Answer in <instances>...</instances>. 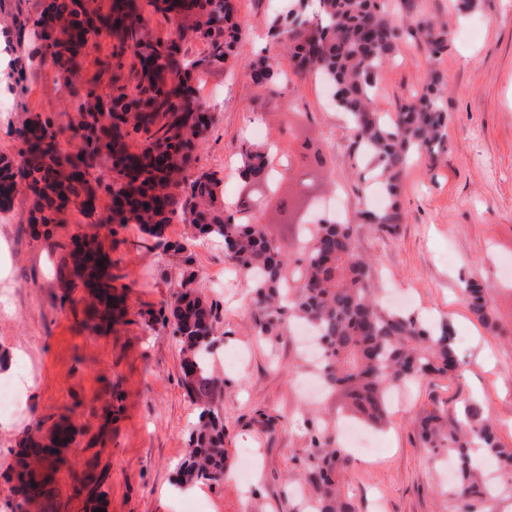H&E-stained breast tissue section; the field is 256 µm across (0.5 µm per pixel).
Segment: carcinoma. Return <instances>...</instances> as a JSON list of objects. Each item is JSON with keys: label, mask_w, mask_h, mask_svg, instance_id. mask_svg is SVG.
<instances>
[{"label": "carcinoma", "mask_w": 512, "mask_h": 512, "mask_svg": "<svg viewBox=\"0 0 512 512\" xmlns=\"http://www.w3.org/2000/svg\"><path fill=\"white\" fill-rule=\"evenodd\" d=\"M153 2L155 11L175 24L178 40L149 35L136 0H112L105 13L96 0H53L48 11L34 19H15L17 42L35 45L17 69L19 87L36 60L51 63L70 86L90 38L105 33L117 45L105 66L111 93L104 97L87 89L70 123L73 137L80 139L75 151L61 148L60 130L49 116L17 130L22 144L18 162L0 159V210L22 187L33 198V224H55L58 214L73 204L90 223L107 227L111 234L115 224H137L142 233L158 238L166 225L179 219L193 225L198 237L224 242L226 258L251 288L260 313L258 334L286 336L293 322L304 323L322 344L325 354L316 369L330 393L340 397L341 408L369 426H383L390 391L423 377H450L461 371L448 320L424 321L384 306L374 288V266L359 251L348 222L317 225L306 243L299 290L292 296L285 292L288 256L250 217V206H218L221 179L214 173L187 176L211 123L195 95L193 73L243 56L242 29L231 0ZM307 8V0H299L296 11L271 19L270 36L288 45L297 70L314 72L335 85L336 106L347 115L359 152L373 164L388 195L384 207L364 213L365 221L392 235L402 223L396 202L402 177L414 160L433 165L445 152L449 116L440 73L432 72L421 93L394 112L379 111L378 77L403 35L438 56L448 49V31L427 17L422 0H317L315 11ZM186 40L205 44V53L193 58L182 54L179 42ZM251 78L273 92L285 75L273 59L262 57L251 62ZM134 134L142 138L136 152L127 143ZM243 155L244 180L268 179L273 170L269 151L246 149ZM291 160H306V169L321 173L326 168L325 147L306 137ZM101 187L111 197L105 217L93 206ZM297 196L298 202L286 194L276 198L285 224L303 223L308 194L301 191ZM62 250L58 277L80 280L91 298L88 313L99 320L111 318L114 276L102 242L75 239ZM463 293L473 316L496 328L485 286L467 280ZM166 311L169 315L162 320L172 322L179 333L184 381L199 406L180 481H219L225 469L224 422L210 402L223 381L209 361L215 341L213 304L194 286L190 274ZM419 436L424 447L445 448L456 462V481L446 493L448 512H497L496 500L512 492V448L500 441L476 403L463 402L453 419L446 407L432 403L419 416ZM68 440L69 433L62 431L49 446L32 438L30 447L20 449L18 507L53 512L58 467L48 457ZM311 447L305 476L310 512H358L342 493L348 459L339 440L321 431L312 436ZM476 448L497 459V480L487 479L475 465ZM103 478L90 471L70 475L75 490L90 499L102 496Z\"/></svg>", "instance_id": "1"}]
</instances>
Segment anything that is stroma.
<instances>
[{"mask_svg": "<svg viewBox=\"0 0 512 512\" xmlns=\"http://www.w3.org/2000/svg\"><path fill=\"white\" fill-rule=\"evenodd\" d=\"M50 0H0V157L17 158L16 130L24 121L52 117L63 149L77 146L69 129L75 91L96 86L107 93L113 40L103 35L80 56L75 89L64 87L52 65L31 74L25 97L12 91L17 58L24 52L13 34L17 13L36 15ZM245 34L244 59L233 67L195 76L208 90L215 121L198 150L197 168L222 178L226 202L266 194L265 184L239 178L243 144L277 143L293 150L312 136L329 147L325 177L338 197L361 209L377 208L387 195L372 180L353 146V132L314 75H291L276 101L250 77L246 60L273 57L289 71L287 52L267 36L271 15L296 8V0H235ZM428 14L448 29V50L432 59L415 41L403 40L382 69L376 87L380 111L421 92L431 71L447 83L450 114L447 150L435 165L413 164L402 180L403 222L390 236L368 224L355 227L358 247L374 263L385 287L406 294L409 308L432 321L447 318L465 365L461 376L424 378L392 404L391 423L371 432L381 443L376 459L350 452L343 492L360 512H441L452 468L445 450L424 448L418 433L423 406L455 410L476 398L505 445L512 447V0H480L458 13L454 0H424ZM32 199L17 194L0 211V375L17 368L34 373L23 413L0 421V512H18L12 478L16 452L30 433L47 437L54 423L74 438L62 449L60 471L89 468L105 473L106 512H182L185 501L200 512H290L306 467L311 428L335 430L339 401L303 393L309 370L295 337L258 335L249 284L234 272L219 241L199 242L191 225L173 222L162 239L138 225L117 227L106 243L125 290L126 314L111 330L83 324L82 286H63L55 274L62 245L98 234L77 207L56 224L31 222ZM276 245L288 255L289 290H297L305 234L279 221L274 205L255 210ZM183 244L190 264L179 263L165 242ZM214 306L220 351L243 352L242 366L216 360L223 382L211 407L224 420L228 465L242 449L256 464L248 481L228 473L218 482H196L189 498L176 495L188 432L198 411L183 382L181 346L159 310L180 289L184 271ZM488 286L495 328L479 323L462 296L464 281ZM70 297L61 305V297Z\"/></svg>", "mask_w": 512, "mask_h": 512, "instance_id": "1", "label": "stroma"}]
</instances>
